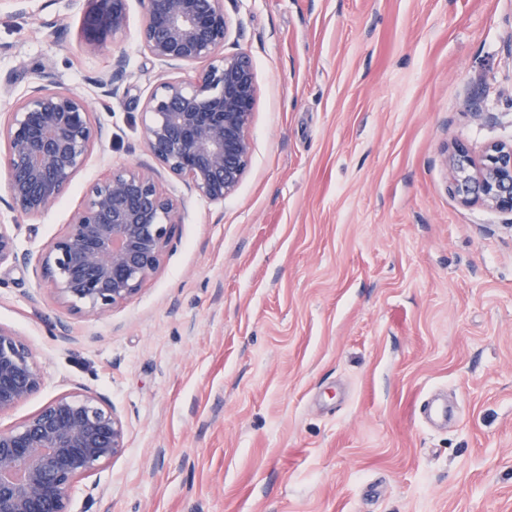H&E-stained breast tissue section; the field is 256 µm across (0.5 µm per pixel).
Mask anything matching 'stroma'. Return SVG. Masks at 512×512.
Wrapping results in <instances>:
<instances>
[{"label":"stroma","mask_w":512,"mask_h":512,"mask_svg":"<svg viewBox=\"0 0 512 512\" xmlns=\"http://www.w3.org/2000/svg\"><path fill=\"white\" fill-rule=\"evenodd\" d=\"M256 70L250 167L208 202L158 168L140 112L171 70L80 40L85 0H0V117L51 74L105 133L19 251L62 234L113 167L184 212L161 265L96 320L0 265V327L45 371L19 424L86 388L127 429L73 512H512V214L465 206L441 158L512 141V0H226ZM126 56L118 97L93 77ZM448 396V427L422 405Z\"/></svg>","instance_id":"obj_1"}]
</instances>
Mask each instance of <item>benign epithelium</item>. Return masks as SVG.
Wrapping results in <instances>:
<instances>
[{
    "mask_svg": "<svg viewBox=\"0 0 512 512\" xmlns=\"http://www.w3.org/2000/svg\"><path fill=\"white\" fill-rule=\"evenodd\" d=\"M81 35L89 44L123 36L127 0H86ZM139 41L153 59L202 65L191 81L162 80L144 101L141 121L155 161L199 195L222 203L250 164V129L258 82L250 55L229 51L224 0H141ZM126 60L96 80L102 96L118 95ZM102 130L86 99L45 75L0 122V168L12 212L37 219L63 196L85 166ZM442 163L448 190L463 205L512 213V142H494L474 156L457 144ZM180 204L139 164L115 168L86 190L65 231L36 259L18 252L0 225V264H34L70 309L98 319L131 300L159 268ZM32 349L0 327V414L44 386ZM126 426L101 396L59 395L20 425L0 427V512H72L76 484L120 455Z\"/></svg>",
    "mask_w": 512,
    "mask_h": 512,
    "instance_id": "benign-epithelium-1",
    "label": "benign epithelium"
}]
</instances>
